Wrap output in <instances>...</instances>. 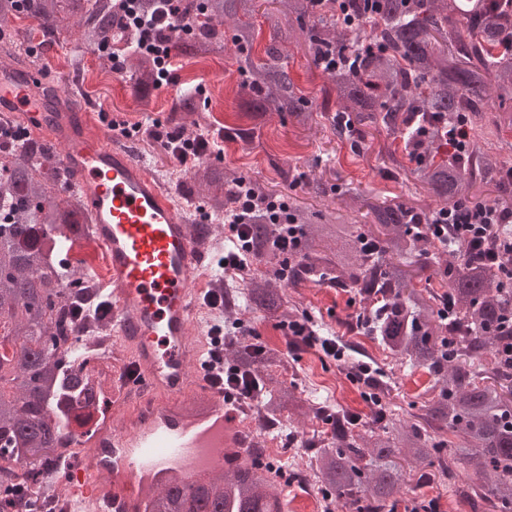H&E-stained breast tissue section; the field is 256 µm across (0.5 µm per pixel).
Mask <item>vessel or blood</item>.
<instances>
[{
	"label": "vessel or blood",
	"mask_w": 512,
	"mask_h": 512,
	"mask_svg": "<svg viewBox=\"0 0 512 512\" xmlns=\"http://www.w3.org/2000/svg\"><path fill=\"white\" fill-rule=\"evenodd\" d=\"M37 76L34 68L0 66V113L49 132L58 160L74 173L96 219L91 242L105 260L112 341L140 378L131 388L138 407L129 423H105L75 439L81 448L120 450L121 459L110 468L82 461L66 467L68 512H141L155 481H206L253 446L237 407L201 368L196 312L208 241L120 134L88 133L94 114L73 94L37 93Z\"/></svg>",
	"instance_id": "b4317fda"
}]
</instances>
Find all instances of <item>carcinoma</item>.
I'll return each mask as SVG.
<instances>
[{
	"label": "carcinoma",
	"instance_id": "obj_1",
	"mask_svg": "<svg viewBox=\"0 0 512 512\" xmlns=\"http://www.w3.org/2000/svg\"><path fill=\"white\" fill-rule=\"evenodd\" d=\"M0 0V30L10 32L0 46V60L22 65L17 48L21 33L12 22L33 18L43 35L54 37L75 27L79 44L106 58L123 52L135 60L130 79L147 93L159 83L155 57L136 49L130 29L112 0ZM381 0L366 12L361 0H347V24L335 0H277L265 14L268 44L265 58L252 57L255 29L250 18L256 0H182L191 38L165 39L180 53H222L230 39L238 58L241 90L247 95L245 117L257 121L269 112L286 113L306 127L313 103L294 84L285 44L306 48L313 65L329 53L340 54L370 37L377 49L356 56L353 68L326 71L336 92L321 111L333 112L330 123L340 139L362 138L365 131H384L402 141L414 186L450 207L475 198L481 184L491 182L507 192L506 164L488 146L501 126H512L503 110L512 98V10L495 0ZM498 104L500 113L486 119ZM172 111L194 116L198 128L209 125L198 93L181 92ZM466 120L469 138L464 158L448 151L446 125ZM424 124L425 136L416 128ZM198 198L210 222H223L236 184L258 197L273 195L269 185L231 176L222 164L200 162L191 171ZM72 175L54 159L53 147L33 136L8 147L0 141V487L24 483L50 468L56 451L68 445L73 419L66 401L89 391L84 350L76 335V310L83 319L100 320L110 310L95 274L64 262L60 246L89 235L94 224L80 190L70 187ZM313 198H327L332 188L323 175L305 184ZM367 209L370 228L355 224L356 205ZM432 209L407 202H372L342 189L326 209L311 210L288 202V215L300 225L297 254L274 249L279 228L255 223L249 232L255 258L265 263L259 274L233 273L224 280L248 278L242 306L270 320L284 322L303 316L273 285L288 264V278L314 285L347 288L378 311L372 339L400 365L424 369L433 379L421 402L420 421L409 423L391 413L385 422L355 431L344 411L305 395L296 380L272 374L281 354L261 342L239 341L233 365L249 373L258 391L259 412L279 424L292 406L306 408L315 418L334 420L330 438L310 457L318 493L355 512H383L412 491L413 478H429L436 466L453 476L463 468L469 483L463 494L475 512H512V372L499 351L511 332L499 331L501 318L512 314V292L500 288V272L512 268V253L489 263L473 257L465 243L433 238L421 221ZM380 244V253L365 254L364 238ZM445 291L421 289L413 280L423 268ZM453 303L448 319L440 316ZM464 349L451 356L442 347L450 335ZM451 433L454 439L444 438ZM257 451L204 484L164 489L146 499L144 512H284L271 491L283 478L275 462L263 464Z\"/></svg>",
	"mask_w": 512,
	"mask_h": 512
}]
</instances>
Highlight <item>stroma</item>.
Returning <instances> with one entry per match:
<instances>
[{"label":"stroma","instance_id":"35a3bbf8","mask_svg":"<svg viewBox=\"0 0 512 512\" xmlns=\"http://www.w3.org/2000/svg\"><path fill=\"white\" fill-rule=\"evenodd\" d=\"M20 28L26 32L29 43L37 49L31 64H45L47 71L61 88L79 87L99 112L110 116L123 127L142 125L150 128L153 122L171 126L169 112L172 99L162 89L153 90L149 101H142L135 93L128 70L117 71L110 60L98 53L87 51L82 56L80 70H73L71 46L76 43L75 32L65 31L55 42H44L37 22L23 20ZM289 72L296 86L312 97L318 110L314 112L310 128H303L288 115L267 113L260 119V144L253 151L242 150L239 145L220 142V156L226 170L259 179L273 186L276 192L291 196L297 203L320 208L321 203L305 194L301 176L310 170L323 171L329 183L349 187L372 199L406 200L410 197L404 170L395 167L381 148L385 134L369 132L360 141H342L333 134L319 107L328 96L323 79L305 55L303 49H288ZM170 80L173 86L184 88L186 81H194L199 95L208 103L214 115L223 122L234 123L238 101L234 95L240 81L233 49H226L223 56L189 58L174 56L170 59ZM133 156L148 165L156 179L185 205H192L189 195L191 182L188 175L169 181L168 171L178 164L163 154L145 152L140 138H132ZM290 170L294 183H284L281 170ZM288 297L299 303L322 325L325 335L336 337L342 343L346 359L360 363H378L389 370L394 380L386 407L399 418L410 419V401L423 394L430 378L421 369L406 371L366 333L355 329V319L361 304L353 295L329 285H285ZM285 366L276 368L282 380L299 374L305 389L330 397L344 411L360 416L363 422H372L376 408L368 402L354 382L346 376L343 361H337L317 350L289 355ZM283 423L290 427V447L311 453L328 437L331 427L324 421L293 411L284 415ZM467 479L466 472H458L455 479L432 476L415 487L412 494L404 496L394 512H413L415 500L437 503L436 512H471V504L457 494L456 489Z\"/></svg>","mask_w":512,"mask_h":512}]
</instances>
